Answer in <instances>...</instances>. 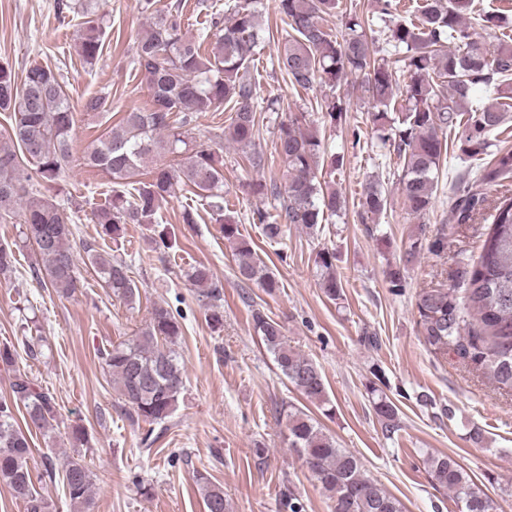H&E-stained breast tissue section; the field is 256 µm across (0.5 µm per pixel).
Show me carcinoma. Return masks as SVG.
Returning <instances> with one entry per match:
<instances>
[{"instance_id": "cac0c4a2", "label": "carcinoma", "mask_w": 512, "mask_h": 512, "mask_svg": "<svg viewBox=\"0 0 512 512\" xmlns=\"http://www.w3.org/2000/svg\"><path fill=\"white\" fill-rule=\"evenodd\" d=\"M283 27L276 66L295 91L313 89L317 81L331 86L347 76H363L362 89L374 103L371 114L377 139L399 160V185L407 210L427 214L438 185L443 156L451 133L466 166L452 179V222L489 225L477 260H461L453 272L455 288H423L416 297L418 323L425 344L434 352L453 353L489 376L501 389L512 390V151L488 157L492 133L507 134V114L512 112V36L503 35L493 46L466 22L474 0H425L419 14L388 28L386 44L394 63L372 57L371 44L381 26L365 25L348 14L344 33L333 34L326 18L334 15L338 0H275ZM259 0H229L224 13L213 18L210 29L193 39L184 32L180 6L160 10L154 0H140L149 15L148 25L137 35L133 62L148 81L147 108L112 110L106 93L74 104L62 74L33 65L24 77L0 65V112L8 114V127L0 131V222L18 219L24 240L35 247L39 282L69 295L79 286L76 254L70 244L72 230L62 205L42 192L58 184L73 157L76 112H116L84 157L85 163L112 177V196L94 212L102 234L118 242L126 224H157L163 202L176 189L189 186L204 202L224 239L236 242L235 274L242 282H255L272 294L279 282L249 242L240 237L239 224L225 214L224 154L209 146L191 147L189 131L200 112H225L229 139L246 152L253 168L265 165L256 151L260 112H275V102L258 100L251 64L257 50L271 39L259 22ZM69 11L84 18L76 48L87 64L102 55L104 18L99 0H69ZM209 51H202L205 41ZM454 47H449V44ZM494 90V102L470 104L476 88ZM321 121L336 126L345 120L340 99L326 95L318 102ZM274 153L281 180H256L245 184L250 193L273 201L272 209L258 208L249 217L262 225L269 240H277L288 225L314 229L345 209L336 189L319 179L324 167L336 172L344 156L325 157L317 132L308 128L307 113L291 112L277 123ZM168 157V162L159 159ZM502 188L493 205L476 190L478 185ZM365 219L382 213L387 198L375 183L363 193ZM445 236L426 237L424 225L409 235L401 265H388L386 279L393 288L404 287L405 265L422 251L445 248ZM84 251L102 287L133 306L140 300L138 285L127 261L99 252ZM336 254L316 253L318 286L333 301L342 296L336 276ZM16 252L0 244V279L14 270ZM187 276L208 300L210 320L223 323L218 302L221 286L211 268L200 263ZM182 315L167 302L153 305L149 320L129 340L100 351L104 371L136 420L167 422L176 410L184 387V368L175 349L182 336ZM254 331L274 357L280 374L308 401L329 404L320 366L290 345L281 324L265 312L252 310ZM16 349L0 346V366L12 373V397L0 399V484L24 503L25 512H49V503L36 483L61 479L73 512H90L92 472L81 458H69L61 467L48 459L39 473L31 466V429L46 430L56 420L53 397L29 376L16 369ZM369 387L373 409L389 433L398 430V411L377 386ZM23 414L20 426L17 414ZM285 440L329 493L330 512H403V505L363 470L359 458L327 436L305 412L288 406ZM433 485L452 496L461 512H497L495 501L470 479L464 468L446 455L426 460ZM196 484L207 512H225L224 489L202 474Z\"/></svg>"}]
</instances>
